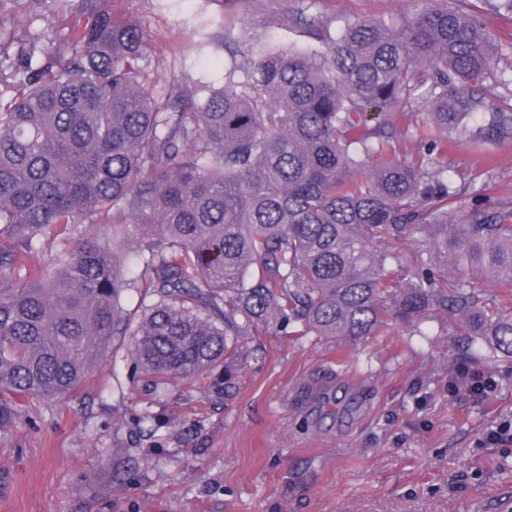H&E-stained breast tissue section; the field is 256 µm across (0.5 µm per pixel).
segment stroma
Instances as JSON below:
<instances>
[{"label":"stroma","mask_w":512,"mask_h":512,"mask_svg":"<svg viewBox=\"0 0 512 512\" xmlns=\"http://www.w3.org/2000/svg\"><path fill=\"white\" fill-rule=\"evenodd\" d=\"M149 36L150 79L164 89L174 59L215 83L231 61L321 44L307 18L330 30L344 19H390L411 0H115ZM497 50L488 84L512 105V14L484 12ZM54 36L51 0H0V29ZM213 35L200 46L197 29ZM399 160L422 153L423 107L393 111ZM465 195L447 208L512 202V143L472 150L466 133L439 158ZM490 375L496 391L449 393L453 370ZM224 370L176 380L146 395L126 348L111 345L80 389L33 399L0 430V512H504L512 493V444L484 448L483 432L512 420V366L488 349L425 322L418 334L391 323L341 341L272 328L248 337L224 389ZM360 394L337 419L339 386ZM150 414L149 430L139 419Z\"/></svg>","instance_id":"35a3bbf8"}]
</instances>
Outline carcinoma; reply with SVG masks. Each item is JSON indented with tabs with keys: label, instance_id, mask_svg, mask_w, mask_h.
Returning a JSON list of instances; mask_svg holds the SVG:
<instances>
[{
	"label": "carcinoma",
	"instance_id": "carcinoma-1",
	"mask_svg": "<svg viewBox=\"0 0 512 512\" xmlns=\"http://www.w3.org/2000/svg\"><path fill=\"white\" fill-rule=\"evenodd\" d=\"M112 2L53 0L54 50L0 31V429L75 391L117 339L149 394L235 366L270 325L351 339L437 319L512 362V205L451 216L437 160L477 116L472 149L512 143V108L482 92L494 37L469 0L337 36L322 22L321 50L234 63L221 87L182 68L162 93L148 38ZM403 101L430 117L410 162L390 157L385 119ZM82 223L29 269L44 236ZM96 224L143 232L105 241ZM438 260L502 294L448 283ZM448 279H464L473 281L484 289L485 293L489 296H496L499 292V288H497L495 283L486 280L477 271L463 265H460L457 268L449 266Z\"/></svg>",
	"mask_w": 512,
	"mask_h": 512
}]
</instances>
